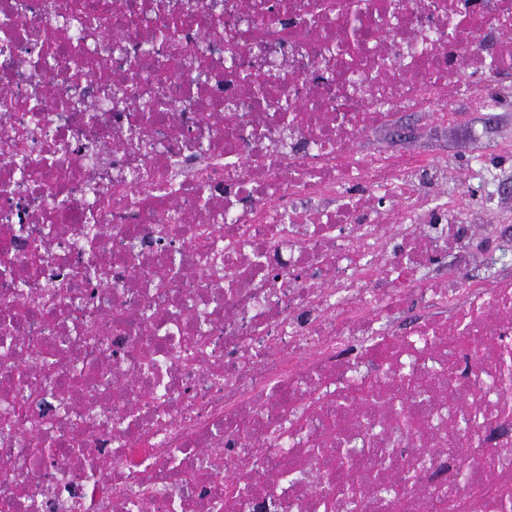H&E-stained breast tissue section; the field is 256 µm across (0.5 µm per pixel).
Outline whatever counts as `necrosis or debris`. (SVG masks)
<instances>
[{
	"label": "necrosis or debris",
	"mask_w": 512,
	"mask_h": 512,
	"mask_svg": "<svg viewBox=\"0 0 512 512\" xmlns=\"http://www.w3.org/2000/svg\"><path fill=\"white\" fill-rule=\"evenodd\" d=\"M263 2L0 0V512H395L403 486L442 512L465 418L493 449L455 512L512 502V274L428 281L458 214L416 180L446 164L357 150L394 111L485 101L512 0ZM162 8L222 31L157 37ZM195 42L200 67L176 51ZM274 74L289 112L254 92ZM412 284L444 314L397 335ZM410 367L430 413L406 433ZM391 440L404 458L345 499L324 457Z\"/></svg>",
	"instance_id": "obj_1"
}]
</instances>
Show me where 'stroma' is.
I'll return each mask as SVG.
<instances>
[{
  "label": "stroma",
  "instance_id": "35a3bbf8",
  "mask_svg": "<svg viewBox=\"0 0 512 512\" xmlns=\"http://www.w3.org/2000/svg\"><path fill=\"white\" fill-rule=\"evenodd\" d=\"M463 117L455 123L435 121L424 112H400L396 124L406 126L397 137L389 128L367 132L359 145L363 154L415 153L437 155L448 162L449 182L462 189V209L484 196L483 184L473 168L493 172L501 183L512 185V152L501 151L502 143L512 144V98L501 100L488 111H473L471 104L456 106Z\"/></svg>",
  "mask_w": 512,
  "mask_h": 512
}]
</instances>
